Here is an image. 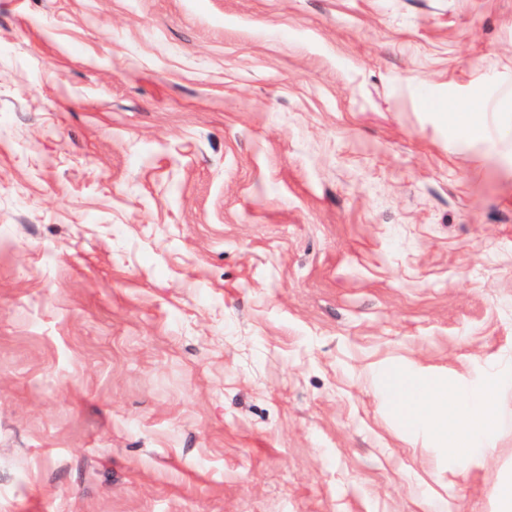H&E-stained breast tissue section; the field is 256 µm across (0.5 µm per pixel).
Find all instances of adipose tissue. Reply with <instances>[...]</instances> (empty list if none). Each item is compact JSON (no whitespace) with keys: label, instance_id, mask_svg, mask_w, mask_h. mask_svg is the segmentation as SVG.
Here are the masks:
<instances>
[{"label":"adipose tissue","instance_id":"adipose-tissue-1","mask_svg":"<svg viewBox=\"0 0 512 512\" xmlns=\"http://www.w3.org/2000/svg\"><path fill=\"white\" fill-rule=\"evenodd\" d=\"M501 385L500 378L492 377L482 391L471 393L407 378L397 386V411L407 428L433 437L459 466L487 465L494 460Z\"/></svg>","mask_w":512,"mask_h":512}]
</instances>
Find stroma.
Returning a JSON list of instances; mask_svg holds the SVG:
<instances>
[{
  "label": "stroma",
  "mask_w": 512,
  "mask_h": 512,
  "mask_svg": "<svg viewBox=\"0 0 512 512\" xmlns=\"http://www.w3.org/2000/svg\"><path fill=\"white\" fill-rule=\"evenodd\" d=\"M384 369L499 374L493 467ZM500 468L512 0H0V512H488Z\"/></svg>",
  "instance_id": "1"
}]
</instances>
